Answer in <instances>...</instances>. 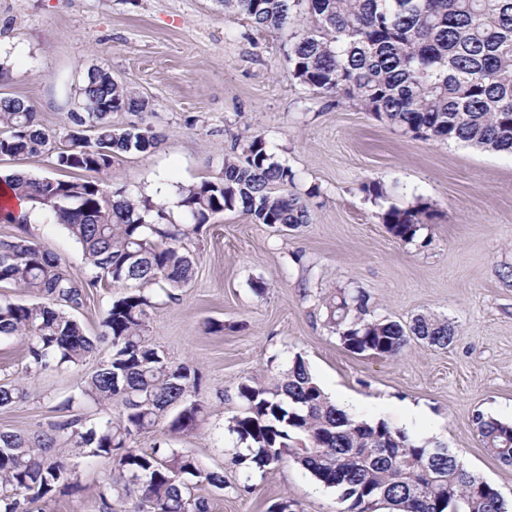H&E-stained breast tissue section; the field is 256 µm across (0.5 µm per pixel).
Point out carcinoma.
Returning a JSON list of instances; mask_svg holds the SVG:
<instances>
[{"label":"carcinoma","mask_w":512,"mask_h":512,"mask_svg":"<svg viewBox=\"0 0 512 512\" xmlns=\"http://www.w3.org/2000/svg\"><path fill=\"white\" fill-rule=\"evenodd\" d=\"M304 9L301 37L286 52L293 78L309 90L352 99L393 129L424 140L464 143L512 154V0H219L258 31L281 29L290 3ZM78 111L59 146L35 108L0 97V156L47 155L72 179L17 171L0 180L14 197L46 209L80 244L79 276L54 253L27 237L26 218L0 209V223L17 233L0 238V284L34 297L0 302V337L27 340V368H76L103 343L108 357L67 398L107 404L115 415L88 424L79 416L20 435L0 430V512H32V505L80 489L74 457L108 459L112 474L104 505L135 497L131 512H209L199 484L224 489V475L158 441L149 451L132 439L168 420L185 433L203 423L201 377L175 364L150 343L147 323L157 299H177L195 273L183 241L218 215L240 212L257 224L297 228L309 223L306 201L277 186L294 172L274 160L260 135H246L224 156L222 175L178 187L184 224L166 207L123 188L112 191L78 177L103 174L123 154H151L161 135L138 124L112 126L111 112L140 114L149 103L125 84L92 68L75 91ZM433 209L421 199L389 206L381 215L393 237L410 242ZM110 280L127 289L112 301L90 336L78 322L90 289ZM329 323L350 351L394 358L415 340L446 348L450 322L418 314L403 324L368 316L365 296L339 292L327 304ZM241 411L229 418L235 436L229 465L252 490L258 471L288 457L346 504L345 512H512V504L470 471L445 444L417 441L384 421L375 424L335 404L300 356L267 381L247 379L237 388ZM26 396L23 386L0 385V408ZM475 424L488 455L512 467V423L479 414Z\"/></svg>","instance_id":"1"}]
</instances>
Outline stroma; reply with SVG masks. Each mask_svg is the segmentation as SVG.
<instances>
[{"mask_svg": "<svg viewBox=\"0 0 512 512\" xmlns=\"http://www.w3.org/2000/svg\"><path fill=\"white\" fill-rule=\"evenodd\" d=\"M305 26L300 16L258 31L219 0H0V41L20 47L0 96L33 104L42 127L59 136L88 67L134 87L150 104L145 123L163 140L151 154L115 159L98 177L108 188L142 193L215 179L247 133L262 135L294 172L289 189L306 197L308 224L279 231L238 212L215 218L185 243L196 259L191 283L150 315L152 342L202 378L206 427L166 440L223 472V489H197L211 512H267L281 499L294 501L295 512H344L335 492L294 463L255 475L248 494L228 464L239 383L268 379L298 354L354 414L457 449L512 502V468L486 453L474 424L479 414L512 422V155L404 136L348 99L311 93L284 62ZM374 181L389 189L387 199L364 192ZM417 197L436 218L413 241L395 239L381 212ZM26 219L35 243L83 272L66 230L38 210ZM341 289L362 291L371 316L406 322L433 313L458 333L444 349L353 354L327 323L325 300ZM213 322L222 331H210ZM25 348L23 337H0V385L15 381L28 392L0 408V429L27 435L72 416L94 423L110 414L107 405H63L107 350L75 369L35 372ZM410 401L424 408L411 425L403 413ZM79 469L82 491L38 502L34 512H103L110 463Z\"/></svg>", "mask_w": 512, "mask_h": 512, "instance_id": "obj_1", "label": "stroma"}]
</instances>
